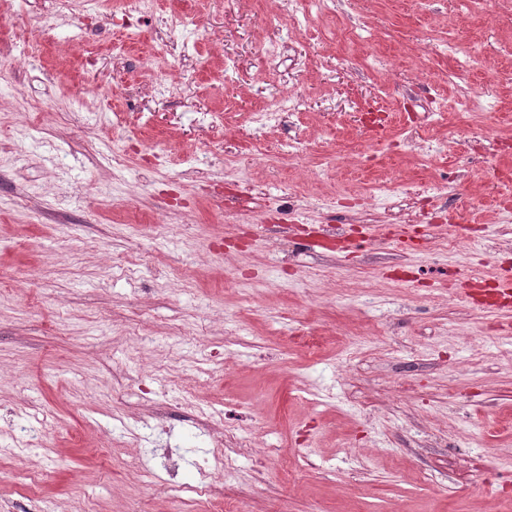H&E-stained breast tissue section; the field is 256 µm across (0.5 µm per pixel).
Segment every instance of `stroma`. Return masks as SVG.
Returning a JSON list of instances; mask_svg holds the SVG:
<instances>
[{
  "label": "stroma",
  "mask_w": 512,
  "mask_h": 512,
  "mask_svg": "<svg viewBox=\"0 0 512 512\" xmlns=\"http://www.w3.org/2000/svg\"><path fill=\"white\" fill-rule=\"evenodd\" d=\"M289 7L0 0V512H512V0ZM298 5L297 10H295L290 16V26H292L295 30L306 29L310 17H312V10L315 8L316 13H326L329 12L333 5V0H302V1H294Z\"/></svg>",
  "instance_id": "stroma-1"
}]
</instances>
